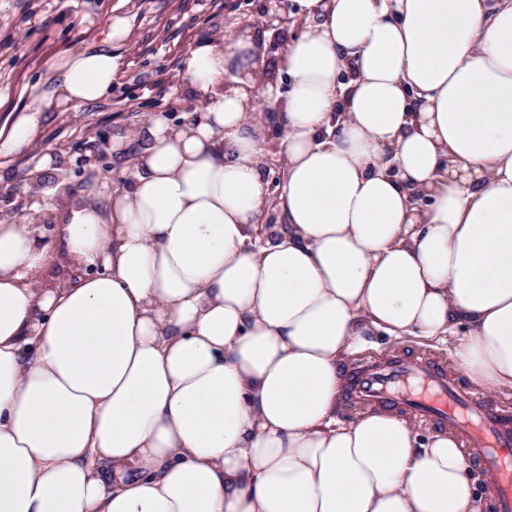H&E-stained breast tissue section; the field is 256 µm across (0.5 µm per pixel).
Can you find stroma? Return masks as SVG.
<instances>
[{
	"label": "stroma",
	"instance_id": "1",
	"mask_svg": "<svg viewBox=\"0 0 512 512\" xmlns=\"http://www.w3.org/2000/svg\"><path fill=\"white\" fill-rule=\"evenodd\" d=\"M261 3L241 0L234 10L230 0H0V123L28 102L35 85L49 81L58 53L100 46L112 15L126 17L129 25L125 40L112 47L121 68L111 94L90 106L49 113L27 153L0 158V215L58 211L92 183L106 193L119 187L131 156L113 152V139H135L154 112L171 110L175 123L189 118L195 100L182 88L183 54L202 36L256 27ZM46 152L55 162L38 169ZM453 344L450 337L427 343L385 336L350 364L393 354L432 359L448 365L455 384L472 390L468 377L450 366Z\"/></svg>",
	"mask_w": 512,
	"mask_h": 512
}]
</instances>
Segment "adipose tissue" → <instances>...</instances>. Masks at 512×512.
<instances>
[{
    "label": "adipose tissue",
    "mask_w": 512,
    "mask_h": 512,
    "mask_svg": "<svg viewBox=\"0 0 512 512\" xmlns=\"http://www.w3.org/2000/svg\"><path fill=\"white\" fill-rule=\"evenodd\" d=\"M295 3L259 246L255 29L193 45L200 114L150 117L123 186L58 213L78 275L43 287L40 213L0 221V512H483L453 433L337 413L384 334L464 328L455 367L512 390V0ZM127 32L55 60L0 157L103 99Z\"/></svg>",
    "instance_id": "1"
}]
</instances>
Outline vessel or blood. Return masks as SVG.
Segmentation results:
<instances>
[{
  "mask_svg": "<svg viewBox=\"0 0 512 512\" xmlns=\"http://www.w3.org/2000/svg\"><path fill=\"white\" fill-rule=\"evenodd\" d=\"M358 404L379 409L404 406L416 418L454 429L490 479L496 512H512V415L460 390L443 367L398 356L369 362L352 376Z\"/></svg>",
  "mask_w": 512,
  "mask_h": 512,
  "instance_id": "1",
  "label": "vessel or blood"
}]
</instances>
